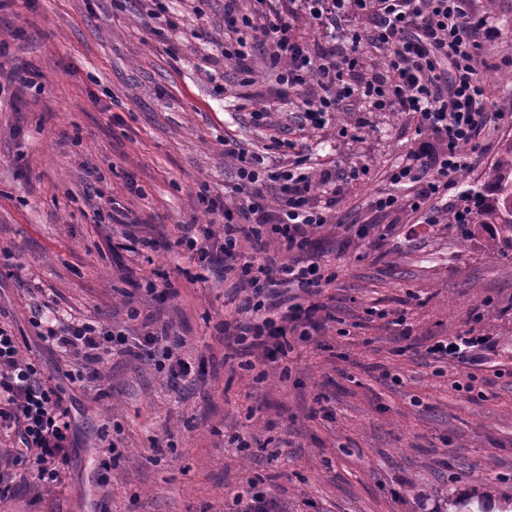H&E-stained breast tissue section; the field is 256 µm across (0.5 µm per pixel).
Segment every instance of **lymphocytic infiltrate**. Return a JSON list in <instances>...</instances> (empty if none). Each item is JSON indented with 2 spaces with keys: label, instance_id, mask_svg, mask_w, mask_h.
<instances>
[{
  "label": "lymphocytic infiltrate",
  "instance_id": "f902f5d3",
  "mask_svg": "<svg viewBox=\"0 0 512 512\" xmlns=\"http://www.w3.org/2000/svg\"><path fill=\"white\" fill-rule=\"evenodd\" d=\"M275 0H255L263 22L254 41L236 38L224 45V57L236 61L248 56L252 43L265 46L276 91L288 96L316 83L320 96L307 102V121L323 123L339 111L345 99L358 97L383 112H410L417 129L425 133L388 174L397 187L411 186L412 210H425L437 221L439 202L455 188L456 174L467 170L482 146L476 137L488 125L512 124V113L492 109L484 99V83L476 59L484 39L501 37V29L487 20H473L467 0H290L319 27L340 36L348 45L342 55L316 54L294 36ZM385 51L381 70L362 79L357 74L363 46ZM224 154L237 161L234 187L243 200L238 214H225L224 236L212 239L194 225L181 227L178 245L196 253L200 262L223 264L252 290L228 343L245 353L279 343L291 322L308 321L318 304H295L277 311L269 301L270 288L285 284L314 298L321 293L323 276L316 261H292L276 267L256 263L245 242L265 246L276 239L281 250L302 252L314 229L327 224V215L310 207L314 188L305 160L292 166L254 154L245 155L238 143L225 140ZM278 184L284 207L276 223H269L261 205V188ZM43 338L59 352L80 347L87 361L121 347L128 354L149 355L161 350L160 368L173 378H187L192 366L175 355L177 339L168 325L146 322L141 333L123 331L83 318L55 319L44 325ZM72 420L59 385L46 377L32 360L23 357L17 336L0 327V433L16 436L19 454L33 486L48 489L62 478L71 446Z\"/></svg>",
  "mask_w": 512,
  "mask_h": 512
}]
</instances>
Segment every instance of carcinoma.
<instances>
[{"mask_svg": "<svg viewBox=\"0 0 512 512\" xmlns=\"http://www.w3.org/2000/svg\"><path fill=\"white\" fill-rule=\"evenodd\" d=\"M466 237L481 239L493 259H512V143L499 154L482 188L465 198L464 207L448 213Z\"/></svg>", "mask_w": 512, "mask_h": 512, "instance_id": "carcinoma-1", "label": "carcinoma"}]
</instances>
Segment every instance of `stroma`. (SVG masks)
<instances>
[{
	"instance_id": "1",
	"label": "stroma",
	"mask_w": 512,
	"mask_h": 512,
	"mask_svg": "<svg viewBox=\"0 0 512 512\" xmlns=\"http://www.w3.org/2000/svg\"><path fill=\"white\" fill-rule=\"evenodd\" d=\"M250 12V0H0V325L58 378L76 438L48 490L0 438V512H227L249 488L284 512H456L447 493L512 512V260L457 225L375 209L379 194H408L384 175L417 137L412 115L354 98L305 124L317 85L280 100L263 49L224 58ZM468 13L504 31L478 68L489 105L511 112L512 0H468ZM228 138L251 154L285 140L281 163L301 155L332 174L310 199L330 218L308 251L332 277L319 324L251 370L224 345L249 288L175 244L182 224L223 236L199 196L235 208ZM480 139L466 172L478 185L512 125ZM140 238L155 251L133 252ZM72 316L133 335L147 317L168 324L195 373L174 380L113 352L66 379L39 324ZM469 332L493 343L480 362L430 356ZM106 438L119 450L109 470L96 461Z\"/></svg>"
}]
</instances>
